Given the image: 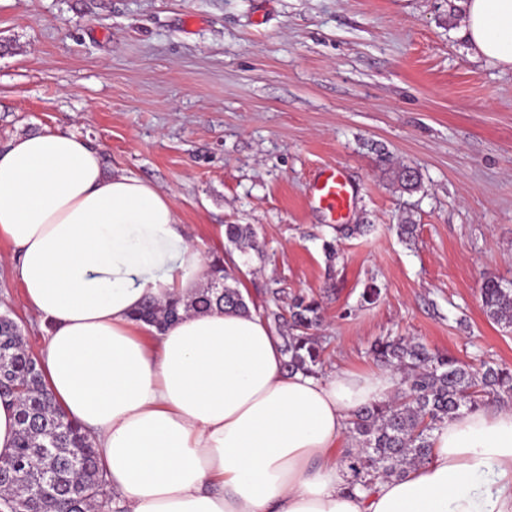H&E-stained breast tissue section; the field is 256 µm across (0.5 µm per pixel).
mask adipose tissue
Masks as SVG:
<instances>
[{
	"label": "adipose tissue",
	"mask_w": 512,
	"mask_h": 512,
	"mask_svg": "<svg viewBox=\"0 0 512 512\" xmlns=\"http://www.w3.org/2000/svg\"><path fill=\"white\" fill-rule=\"evenodd\" d=\"M462 34L512 70V0H463ZM0 241L47 325L43 381L93 437L114 512H512V407L444 422L426 462L352 492L347 421L399 375L288 372L255 311L137 320L148 301L193 296L208 261L172 198L106 174L89 140L46 129L0 150Z\"/></svg>",
	"instance_id": "ef3b65f1"
}]
</instances>
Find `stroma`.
<instances>
[{"instance_id":"35a3bbf8","label":"stroma","mask_w":512,"mask_h":512,"mask_svg":"<svg viewBox=\"0 0 512 512\" xmlns=\"http://www.w3.org/2000/svg\"><path fill=\"white\" fill-rule=\"evenodd\" d=\"M461 19L454 0H0V149L80 135L171 196L204 251L255 225L266 256L237 253L243 291L316 298L333 371H375L384 336L512 369V329L480 295L484 276L512 283V70L475 57ZM330 167L353 192L339 222L309 200ZM11 252L0 307L36 353Z\"/></svg>"}]
</instances>
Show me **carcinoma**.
Instances as JSON below:
<instances>
[{
  "label": "carcinoma",
  "mask_w": 512,
  "mask_h": 512,
  "mask_svg": "<svg viewBox=\"0 0 512 512\" xmlns=\"http://www.w3.org/2000/svg\"><path fill=\"white\" fill-rule=\"evenodd\" d=\"M230 248L258 250L251 224L224 225ZM209 280L185 303L184 310L205 312L231 307L243 312L249 305L240 280L221 260L209 265ZM283 288H272L263 316L277 329L290 371L318 375L324 366V347L314 330L322 320L320 303L298 295L280 306ZM488 318L512 328V287L494 276L481 286ZM176 299L148 304L138 319L162 329L179 318ZM373 360L401 375L402 395L356 411L349 432L357 451L344 458L350 472L349 489L373 490L380 478L403 477L424 463L432 452V432L445 420L477 410L485 398L512 401V370L472 365L429 349L412 337H383L371 346ZM0 399L16 408L17 441L13 452L0 456V512H112V489L88 433L69 420L44 386L42 373L28 352L21 326L0 314Z\"/></svg>",
  "instance_id": "1"
}]
</instances>
